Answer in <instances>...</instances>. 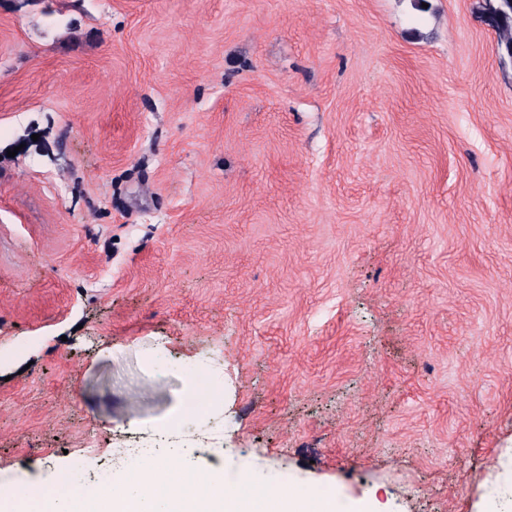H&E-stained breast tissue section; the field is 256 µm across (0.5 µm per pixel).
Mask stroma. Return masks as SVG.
<instances>
[{
  "instance_id": "obj_1",
  "label": "stroma",
  "mask_w": 512,
  "mask_h": 512,
  "mask_svg": "<svg viewBox=\"0 0 512 512\" xmlns=\"http://www.w3.org/2000/svg\"><path fill=\"white\" fill-rule=\"evenodd\" d=\"M175 422L339 512H512L485 0H0V512Z\"/></svg>"
}]
</instances>
